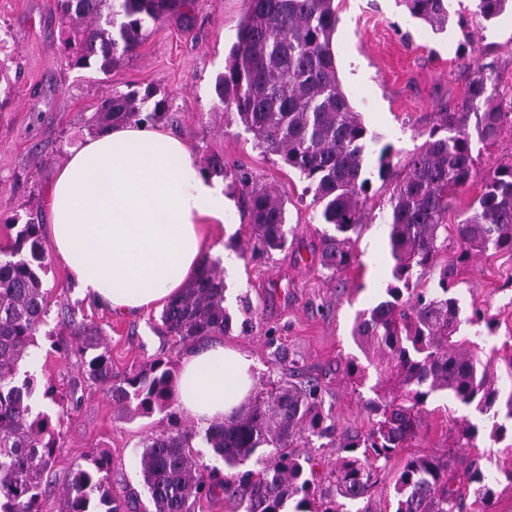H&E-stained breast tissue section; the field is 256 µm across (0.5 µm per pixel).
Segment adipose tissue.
Here are the masks:
<instances>
[{
    "label": "adipose tissue",
    "mask_w": 512,
    "mask_h": 512,
    "mask_svg": "<svg viewBox=\"0 0 512 512\" xmlns=\"http://www.w3.org/2000/svg\"><path fill=\"white\" fill-rule=\"evenodd\" d=\"M49 241L85 296L126 315L166 303L193 277L232 202L191 150L147 123L112 126L60 169L46 201ZM253 361L213 345L181 358L172 397L200 426L223 422L255 385Z\"/></svg>",
    "instance_id": "ef3b65f1"
}]
</instances>
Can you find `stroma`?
<instances>
[{
    "instance_id": "stroma-1",
    "label": "stroma",
    "mask_w": 512,
    "mask_h": 512,
    "mask_svg": "<svg viewBox=\"0 0 512 512\" xmlns=\"http://www.w3.org/2000/svg\"><path fill=\"white\" fill-rule=\"evenodd\" d=\"M334 6L338 22L332 48L341 86L369 133L379 135L380 144L392 145L395 163H404L422 144L421 134L436 112L463 101L472 57L496 65L494 95L512 99L511 11L488 20L477 13L474 0H448V25L435 31L411 18L402 0H334ZM243 9V0H196L191 29L168 21L149 25L137 50L102 73L64 65L54 0H0V38L19 65L0 109V243L7 240V223H25L30 213H39L41 224H48L47 193L71 151L90 138L85 120L102 97L156 88L169 105L163 129L190 146L196 163L212 154L223 156L224 192L236 203L227 218L237 227L235 235L224 236L218 227L212 233L228 285L224 305L233 317L224 345L253 358L260 386L296 366L300 377L320 383L324 406L339 428L361 435L372 419L365 406L371 393L347 375L346 364L361 354L352 338L357 312L384 299L391 279L387 227L376 221L362 228L353 245L355 261L345 271L333 275L321 269L313 249L325 226L306 180L263 153L242 125L225 123L218 107L215 79L224 70ZM474 157L476 172L454 198L449 223L470 207L486 172L512 160V128H505L495 143H475ZM243 172L284 200L289 234L283 250L254 251L243 259L232 252V245L247 246L251 237L236 179ZM459 280L456 294L463 312L487 309L497 320L493 341L511 337L512 255L490 250L473 256ZM45 281L52 290L48 314L25 366L35 369L42 383L74 393L77 403L64 419L41 512H59L70 469L103 453L112 459L113 493L137 491L141 512H150L135 455L142 438L162 428L161 415H126L104 390L90 387L77 357L60 356L51 342L77 316L103 327L112 367L119 373L154 358L178 361L182 350L161 336L159 308L112 314L82 299L68 268L55 259ZM427 409L418 437L399 449L380 475L371 512H389L395 476L411 455L450 461L460 476L473 459L489 466L496 444L482 437L472 449L458 444L461 421L478 420L474 408L440 395Z\"/></svg>"
}]
</instances>
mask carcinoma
Listing matches in <instances>:
<instances>
[{
    "label": "carcinoma",
    "mask_w": 512,
    "mask_h": 512,
    "mask_svg": "<svg viewBox=\"0 0 512 512\" xmlns=\"http://www.w3.org/2000/svg\"><path fill=\"white\" fill-rule=\"evenodd\" d=\"M334 0H244L236 41L215 80L214 92L230 122L252 133L256 146L298 171L321 205V220L334 233H323L320 265L338 273L354 262L353 235L374 219L375 204L364 177L369 136L359 113L341 87L332 50L338 18ZM409 15L441 31L448 24L446 0H403ZM512 9V0H477L487 20ZM195 0H56L62 26L64 60L73 69L108 73L145 40L149 23L174 18L192 26ZM497 78L490 63H476L463 103L436 113L424 142L409 154L398 175L393 147L379 152V177L391 184L389 257L394 282L387 298L358 313L353 338L376 373L374 397L366 407L376 420L364 436L345 437L332 413L325 411L314 380L285 377L258 390L253 401L222 424L198 433L182 424L171 396V361L152 359L116 373L93 322L71 320V339L53 348L80 356L83 374L103 388L114 406L127 414L163 415L166 425L144 438L139 474L153 512H195L203 499L228 494L243 512H350L347 505L371 498L376 477L397 449L420 434L428 399L436 393L485 416L490 440L500 443L512 423V390L501 393L495 361L499 350L485 348L484 332H493L487 311L474 306L461 316L457 277L476 254L490 249L512 253V162L485 175L482 192L454 225L457 255L440 268L436 287H413L417 271L431 266L448 249V209L474 173L473 141L492 143L512 126V101L487 93ZM167 118L166 99L148 87L105 96L86 119L102 133L129 122L156 124ZM202 175L222 178L224 157L206 159ZM245 196L244 215L254 236L253 249L282 250L288 243L284 201L270 190L238 176ZM9 243L0 246V512H41L42 484L49 471L62 418L74 395L46 385L42 397L59 408L56 418L32 414L37 377L18 365L34 344L47 315L45 287L49 249L41 224L30 217L13 223ZM224 268L205 258L199 274L161 312V331L179 343L201 344L231 327L224 307ZM224 462L226 474L193 456L196 437ZM325 440L343 455L318 482L305 476L296 449ZM254 468H238L247 462ZM497 474L470 465L474 500L454 487L448 462L430 455L406 459L394 480V512H490L494 485L512 484V443L498 450ZM111 462L105 455L76 464L69 474L60 512H136L138 497L112 496Z\"/></svg>",
    "instance_id": "1"
}]
</instances>
